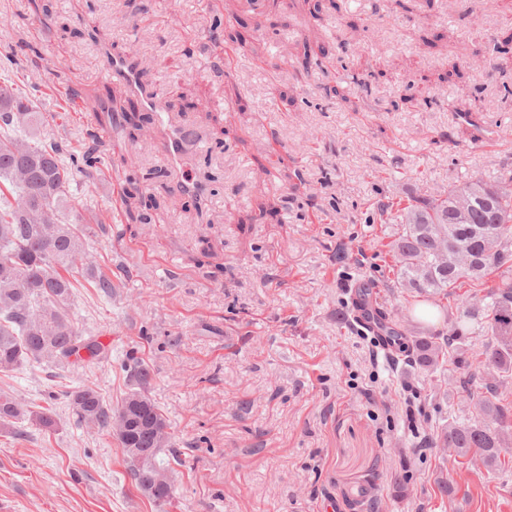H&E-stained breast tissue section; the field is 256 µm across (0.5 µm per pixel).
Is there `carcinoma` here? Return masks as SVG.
I'll return each mask as SVG.
<instances>
[{
  "mask_svg": "<svg viewBox=\"0 0 512 512\" xmlns=\"http://www.w3.org/2000/svg\"><path fill=\"white\" fill-rule=\"evenodd\" d=\"M39 113L31 98L8 83H0V180L9 183V193L0 190V371H16L37 364L57 377L76 362L112 363L111 348L93 335H85L75 322L71 307L74 290L84 285L110 296L116 284L112 268L99 270L85 263L84 239L90 226L65 221L58 209L67 196L71 177L81 173L90 178L97 171L95 133H88L83 151L73 153L54 138L40 135ZM24 168L29 179L21 183L15 171ZM498 185L471 179L450 185L448 191L433 198L416 197L404 207L401 230L390 242L399 260L397 284L421 296L438 295L453 300L455 312L447 315L451 340L438 341L440 334L408 338L389 322L384 309L378 313L385 320V335L393 340L392 349L412 365L433 370L448 362L466 369L468 381L479 370L465 359L462 344L478 333L486 337L482 355L483 369L497 378L512 375V193L497 191ZM466 194L474 207L466 222L459 221L455 200ZM27 199L29 209L21 212L18 203ZM52 209L55 223H43V206ZM492 228L500 240L501 252L484 254L483 237ZM448 242V256L466 251L478 263L466 275L455 270L453 263L441 266L436 258V242ZM469 285L473 294H483V304L475 308L469 297L456 289ZM57 331L49 336L45 321ZM126 373L128 391L117 406L106 403L92 383L64 393L77 428H94L112 432V417L126 399L135 395L147 399L149 414L164 419L156 404L147 398L151 370L134 353L120 363ZM478 416L463 422H448L423 441L426 448L436 444L456 448L467 455L477 454L495 463L512 432V408L495 385L485 386L476 401ZM50 427L51 417L32 406L19 402L9 389H0V430L24 434V421ZM185 460L176 451L167 458L155 452L142 465H127L131 483L154 504L170 502L172 494L161 501L153 487L164 486L169 475Z\"/></svg>",
  "mask_w": 512,
  "mask_h": 512,
  "instance_id": "obj_1",
  "label": "carcinoma"
}]
</instances>
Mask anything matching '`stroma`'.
<instances>
[{
    "label": "stroma",
    "instance_id": "stroma-1",
    "mask_svg": "<svg viewBox=\"0 0 512 512\" xmlns=\"http://www.w3.org/2000/svg\"><path fill=\"white\" fill-rule=\"evenodd\" d=\"M510 38L512 0H0V82L32 98L42 134L75 151L97 135L100 168L74 175L62 214L107 216L93 263L132 272L108 299L78 289V326L149 366L186 461L160 508L113 437L69 422L61 391L116 402L119 367L0 374L25 401L57 394L51 430L0 433V512H321L361 482L378 512H512V446L489 466L421 445L475 418L486 385L512 397V377L461 389L455 368L393 359L351 309L373 281L416 332L423 300L393 285L398 224L376 223L378 202L512 178ZM126 53L164 118L106 72Z\"/></svg>",
    "mask_w": 512,
    "mask_h": 512
}]
</instances>
